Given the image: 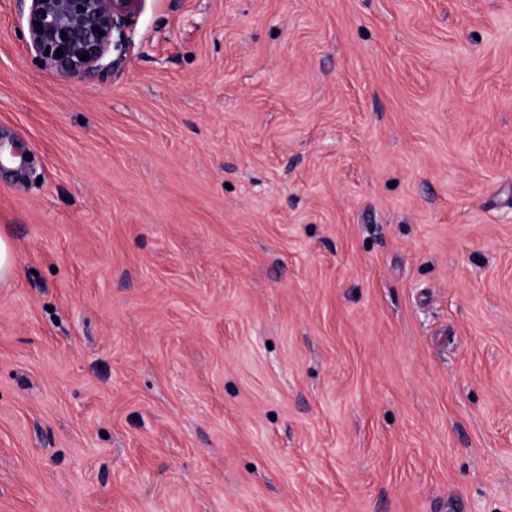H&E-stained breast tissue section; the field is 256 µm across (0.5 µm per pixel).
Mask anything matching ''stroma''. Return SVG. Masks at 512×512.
<instances>
[{"instance_id":"stroma-1","label":"stroma","mask_w":512,"mask_h":512,"mask_svg":"<svg viewBox=\"0 0 512 512\" xmlns=\"http://www.w3.org/2000/svg\"><path fill=\"white\" fill-rule=\"evenodd\" d=\"M0 0V512H512V0H144L64 76Z\"/></svg>"}]
</instances>
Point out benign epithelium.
Here are the masks:
<instances>
[{"label":"benign epithelium","mask_w":512,"mask_h":512,"mask_svg":"<svg viewBox=\"0 0 512 512\" xmlns=\"http://www.w3.org/2000/svg\"><path fill=\"white\" fill-rule=\"evenodd\" d=\"M27 2L28 49L43 66L67 76L93 72L110 49H122L125 22L141 5V0ZM85 53L88 58L80 59Z\"/></svg>","instance_id":"7a95c632"}]
</instances>
